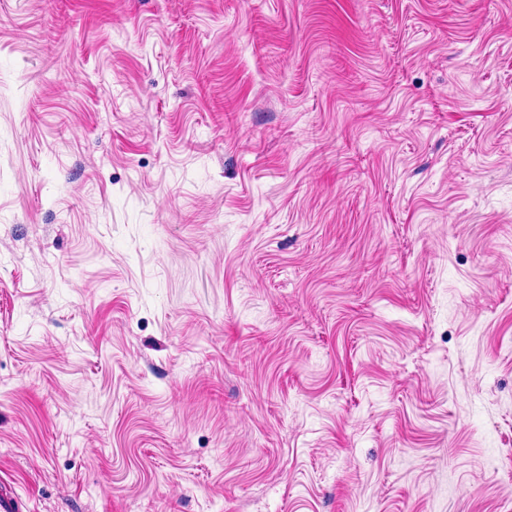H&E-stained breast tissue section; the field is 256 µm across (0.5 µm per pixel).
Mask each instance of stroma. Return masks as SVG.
<instances>
[{"instance_id":"stroma-1","label":"stroma","mask_w":512,"mask_h":512,"mask_svg":"<svg viewBox=\"0 0 512 512\" xmlns=\"http://www.w3.org/2000/svg\"><path fill=\"white\" fill-rule=\"evenodd\" d=\"M0 478L512 512V0H0Z\"/></svg>"}]
</instances>
